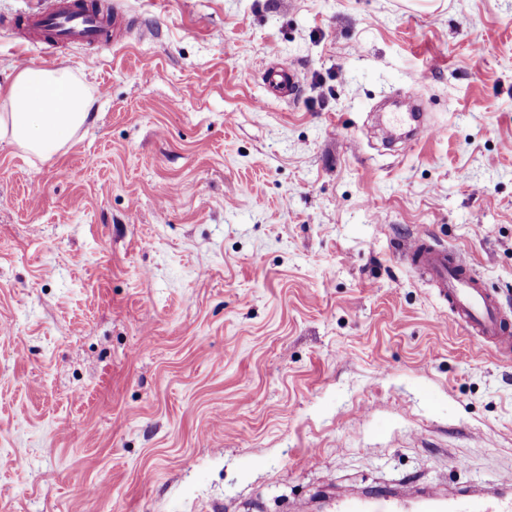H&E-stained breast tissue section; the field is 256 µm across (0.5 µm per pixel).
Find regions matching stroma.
I'll list each match as a JSON object with an SVG mask.
<instances>
[{
	"label": "stroma",
	"mask_w": 512,
	"mask_h": 512,
	"mask_svg": "<svg viewBox=\"0 0 512 512\" xmlns=\"http://www.w3.org/2000/svg\"><path fill=\"white\" fill-rule=\"evenodd\" d=\"M37 2L0 0V83L95 104L52 159L0 142V512L512 476V359L393 250L427 231L512 318V0H113L137 28L93 49L24 41ZM414 85L434 132L386 154L368 114ZM267 86L276 94L283 97H295L300 90L296 69L280 64L264 72Z\"/></svg>",
	"instance_id": "35a3bbf8"
}]
</instances>
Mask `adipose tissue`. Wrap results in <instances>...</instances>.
<instances>
[{"instance_id":"obj_1","label":"adipose tissue","mask_w":512,"mask_h":512,"mask_svg":"<svg viewBox=\"0 0 512 512\" xmlns=\"http://www.w3.org/2000/svg\"><path fill=\"white\" fill-rule=\"evenodd\" d=\"M88 84L66 68L27 67L0 84V141L48 160L91 116Z\"/></svg>"}]
</instances>
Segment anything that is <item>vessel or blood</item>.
Returning a JSON list of instances; mask_svg holds the SVG:
<instances>
[{
	"mask_svg": "<svg viewBox=\"0 0 512 512\" xmlns=\"http://www.w3.org/2000/svg\"><path fill=\"white\" fill-rule=\"evenodd\" d=\"M16 27L28 39L44 36L66 44L99 45L110 41L120 45L126 40L128 22L121 15L102 9L97 0H54L51 10L29 13L18 20ZM264 78L276 95L294 97L300 90L297 71L288 65L266 70ZM395 250L412 270L439 288L448 304L452 327L484 337L498 355L512 356V320L501 313L495 295L481 287L463 254L438 246L425 232L398 240ZM333 512H512V497L461 500L435 492L413 504L380 496L367 501L342 496L336 499Z\"/></svg>",
	"mask_w": 512,
	"mask_h": 512,
	"instance_id": "vessel-or-blood-1",
	"label": "vessel or blood"
}]
</instances>
